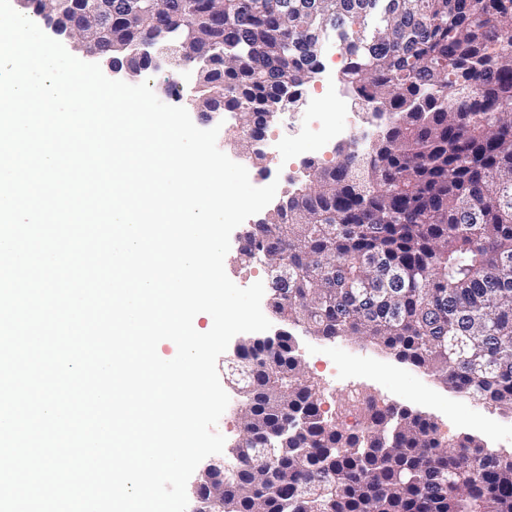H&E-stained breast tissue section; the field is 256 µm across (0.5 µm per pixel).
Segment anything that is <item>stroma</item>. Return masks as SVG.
<instances>
[{
    "label": "stroma",
    "instance_id": "1",
    "mask_svg": "<svg viewBox=\"0 0 512 512\" xmlns=\"http://www.w3.org/2000/svg\"><path fill=\"white\" fill-rule=\"evenodd\" d=\"M217 146L249 172L258 187L277 183L279 192L289 188V177L300 176L307 160L328 166L334 163V147H323L282 161L279 152H266L255 159L239 145L241 126L223 116ZM298 354L310 376L317 381L328 406L357 389L386 403L425 415L442 432L475 436L488 447L512 453V414L452 392L439 381L425 376L393 355L354 338L322 339L297 334Z\"/></svg>",
    "mask_w": 512,
    "mask_h": 512
}]
</instances>
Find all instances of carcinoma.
<instances>
[{
    "instance_id": "obj_1",
    "label": "carcinoma",
    "mask_w": 512,
    "mask_h": 512,
    "mask_svg": "<svg viewBox=\"0 0 512 512\" xmlns=\"http://www.w3.org/2000/svg\"><path fill=\"white\" fill-rule=\"evenodd\" d=\"M112 0L105 60L143 73L157 43L200 69L194 101L240 113L255 151L301 104L336 31L340 82L378 137L249 226L244 262L286 269L278 340L238 350L243 444L224 512H512V455L353 390L321 409L291 333L391 350L457 393L512 412V0ZM276 448L271 459L256 454Z\"/></svg>"
}]
</instances>
